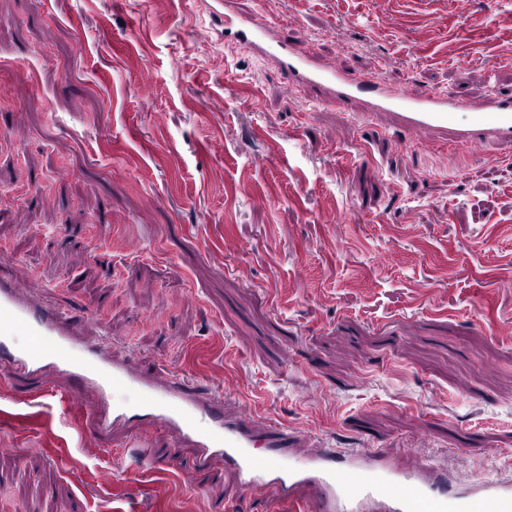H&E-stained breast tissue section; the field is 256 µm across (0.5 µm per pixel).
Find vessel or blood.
Here are the masks:
<instances>
[{
	"label": "vessel or blood",
	"instance_id": "1",
	"mask_svg": "<svg viewBox=\"0 0 512 512\" xmlns=\"http://www.w3.org/2000/svg\"><path fill=\"white\" fill-rule=\"evenodd\" d=\"M220 19L225 41L249 50L285 76L288 90L316 85L325 100L354 108L362 124L382 123L411 137L469 144L485 151L512 144V98L488 94L464 98L436 89L412 92L379 71L356 77L290 44L261 17H241L230 0H202ZM0 350L18 372H52L106 400L113 427L140 417L159 422L204 461L227 463L248 491L275 489L281 502L304 512H512V486L483 478L459 493L443 490L429 467L405 468L394 452L318 447L311 437L256 415L232 399L223 382L198 393L183 376L131 367L104 340L95 312L72 328L69 316L44 297H32L14 278H0ZM138 394L131 407L114 401L115 390ZM269 455L256 457L258 445ZM292 458L302 466L289 467Z\"/></svg>",
	"mask_w": 512,
	"mask_h": 512
}]
</instances>
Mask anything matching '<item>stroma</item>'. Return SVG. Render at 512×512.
Segmentation results:
<instances>
[{
	"instance_id": "35a3bbf8",
	"label": "stroma",
	"mask_w": 512,
	"mask_h": 512,
	"mask_svg": "<svg viewBox=\"0 0 512 512\" xmlns=\"http://www.w3.org/2000/svg\"><path fill=\"white\" fill-rule=\"evenodd\" d=\"M235 8L355 75L512 96V0ZM210 27L199 0H0V273L329 447L374 440L451 492L512 481V145L446 164ZM0 379V512L273 497L152 422L93 429L75 384Z\"/></svg>"
}]
</instances>
